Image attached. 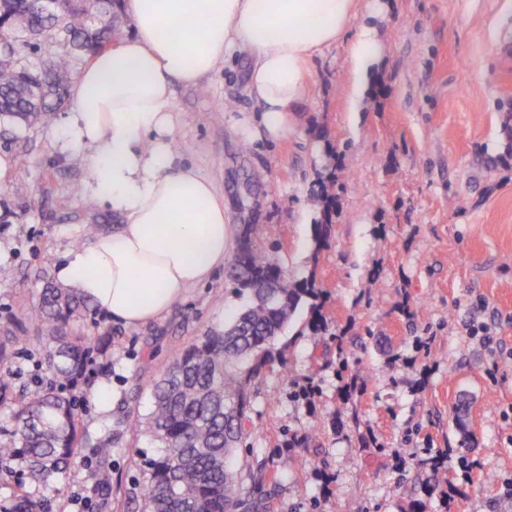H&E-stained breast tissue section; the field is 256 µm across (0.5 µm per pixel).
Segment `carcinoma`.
<instances>
[{"instance_id": "carcinoma-1", "label": "carcinoma", "mask_w": 512, "mask_h": 512, "mask_svg": "<svg viewBox=\"0 0 512 512\" xmlns=\"http://www.w3.org/2000/svg\"><path fill=\"white\" fill-rule=\"evenodd\" d=\"M121 0H0V117L25 128L43 124L62 108L78 65L126 35L128 20ZM52 43L42 66L27 57ZM45 79L50 93L40 99L35 84ZM336 173L322 180L323 207L315 222V249L333 228ZM251 225L244 224L236 249L234 280L252 294L250 305L228 324L198 337L152 384L153 409L132 423L150 436L162 453L142 464L143 480L126 494L137 512H265L257 494L267 481L262 471L233 464L246 442L247 387L274 359L272 346L305 297L316 292L308 282L288 279L278 259L249 244ZM88 303L67 288L46 285L25 319L36 327L48 382L36 388L13 415L10 437L0 439V475L17 460L27 463L33 482L62 477L83 461L94 460L90 492L104 508L112 507V457L117 438L82 435L75 390L88 380L106 345L90 347L70 326L84 319ZM21 340L0 336V364L11 359ZM4 512H48L44 502L20 491Z\"/></svg>"}]
</instances>
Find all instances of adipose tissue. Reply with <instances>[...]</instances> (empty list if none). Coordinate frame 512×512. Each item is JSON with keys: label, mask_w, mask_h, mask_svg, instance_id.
I'll return each mask as SVG.
<instances>
[{"label": "adipose tissue", "mask_w": 512, "mask_h": 512, "mask_svg": "<svg viewBox=\"0 0 512 512\" xmlns=\"http://www.w3.org/2000/svg\"><path fill=\"white\" fill-rule=\"evenodd\" d=\"M124 10L134 33L80 71L68 129L71 142L93 149L89 190L120 224L68 254L57 276L136 327L206 282L231 244L212 181L174 164V85H198L245 56L256 133L276 139L309 94L313 58L347 37L351 68L361 74L377 30L355 25L358 0H125Z\"/></svg>", "instance_id": "adipose-tissue-1"}]
</instances>
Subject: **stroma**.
Returning a JSON list of instances; mask_svg holds the SVG:
<instances>
[{
  "label": "stroma",
  "mask_w": 512,
  "mask_h": 512,
  "mask_svg": "<svg viewBox=\"0 0 512 512\" xmlns=\"http://www.w3.org/2000/svg\"><path fill=\"white\" fill-rule=\"evenodd\" d=\"M377 13L371 87L350 109L349 43L314 58L310 93L287 135L252 138L235 57L203 83L175 88L177 162L210 178L228 224L251 225L293 280L314 278L325 327L301 305L278 336L281 357L248 387L241 460L273 474L268 512H512V0H361ZM61 109L36 128L0 121V331L21 336L0 368L23 405L46 376L25 313L65 254L111 230L90 193L89 150L65 138ZM341 153L333 234L314 248L318 178ZM265 171L249 184L252 169ZM232 260L137 328L91 310L77 328L108 336L105 370L84 386L80 427L111 432L112 512L141 478L135 452H161L130 420L153 408L150 384L198 336L249 302ZM108 397L100 408L99 394ZM467 399L456 420L459 399ZM441 465L442 482L431 478ZM0 478V505L18 486L50 512H101L87 497L90 466L45 483L23 464Z\"/></svg>",
  "instance_id": "stroma-1"
}]
</instances>
